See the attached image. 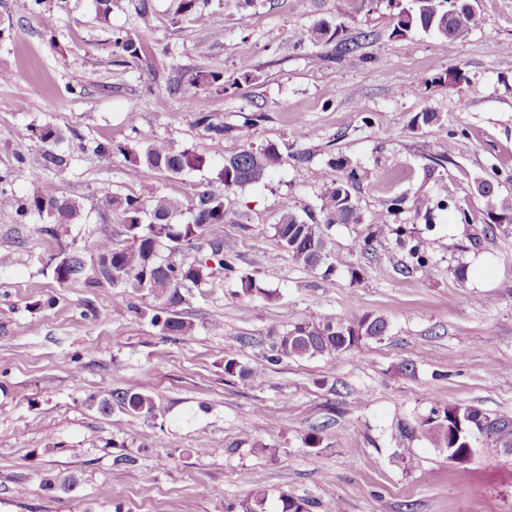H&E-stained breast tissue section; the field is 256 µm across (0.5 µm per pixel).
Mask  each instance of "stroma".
<instances>
[{
  "instance_id": "1",
  "label": "stroma",
  "mask_w": 512,
  "mask_h": 512,
  "mask_svg": "<svg viewBox=\"0 0 512 512\" xmlns=\"http://www.w3.org/2000/svg\"><path fill=\"white\" fill-rule=\"evenodd\" d=\"M150 19L142 21L141 8ZM475 21L460 42L419 29L394 34L390 0H200L186 15L177 0H112L107 20L93 0H50L35 16L0 0V174L20 195L34 191L15 154H35L33 124L64 134L75 160L48 176L79 201L89 219L55 240L39 218L19 223L0 209V512H224L255 487L344 512H512V456L485 438L464 464L414 433L431 407L468 404L488 416L512 414V224L485 233L458 223L437 202L452 195L481 212L480 181L512 201V0H474ZM339 24L356 52L314 38L320 22ZM147 44L119 53L113 31ZM206 56H199V47ZM250 82L221 92L192 86L197 71ZM205 98L214 139L185 106ZM440 121L414 127L422 109ZM254 119L253 142L280 144L287 156L260 184L232 198L238 221L224 239L273 298L233 297L215 278L181 306L194 335L165 336L137 318L156 300L147 292L47 274L61 246L84 247L102 234L122 241L116 217L99 210L108 194L138 192L121 155L82 162L83 149L120 144L147 131L205 160L198 171L160 174V194L191 197L225 157L239 151L233 127ZM450 163L434 165L446 141ZM345 156L362 177L353 188L360 221L328 231L332 287L277 251L271 226L284 207L318 214L328 167ZM400 209H392L395 199ZM432 204L430 221L409 203ZM367 250L358 243L379 222ZM427 256L416 264L412 247ZM490 260L484 280L458 279V267ZM97 311L85 316L86 307ZM385 318L386 336L347 353L266 360L269 333L309 313ZM224 330L214 333L212 322ZM261 368L257 380L224 375V357ZM146 391L164 410L147 419L111 393ZM318 445L307 442L310 435ZM270 445L253 453L255 441Z\"/></svg>"
}]
</instances>
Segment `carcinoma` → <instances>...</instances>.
<instances>
[{"mask_svg":"<svg viewBox=\"0 0 512 512\" xmlns=\"http://www.w3.org/2000/svg\"><path fill=\"white\" fill-rule=\"evenodd\" d=\"M394 32L401 34L413 28L434 32L453 40H464L470 33L474 14L470 0H458L455 12L448 13V0H410L393 14ZM340 25L322 23L313 33L319 38L337 40L338 53L353 51L350 42L339 38ZM116 48L130 57H139L143 46L121 31L113 33ZM193 84H203L227 90L223 75L205 72L193 78ZM188 108L198 114L197 124L216 137L224 136V125L212 121L211 115L202 108V100L191 93L186 97ZM252 122L245 121L237 127V137L242 148L224 159L218 169L215 182L219 189L198 190L193 198L183 200L159 194L156 176L161 173L181 174L198 170L205 159L188 147L179 148L149 133H136L125 144L113 145L106 140L96 143L88 154L95 162L119 154L127 163L126 174L138 187V195L107 196L104 207L116 213L124 228L126 244L116 247L112 240L99 238L93 241L89 255L98 263L86 261L83 252L61 248L50 258L54 281L66 285L80 280L89 291L105 285L134 288L152 294L158 304L153 306L150 322L165 336H190L194 324L181 316L178 307L184 301L183 288L199 286L219 272L224 277L240 283L236 296L266 294L256 286L255 279L240 270L239 255L233 247L224 244V225L231 223L224 205L228 194L247 185L264 182L271 169L284 161L277 144L268 142L254 146L251 142ZM30 137L43 147L40 157L29 161L26 155L17 154L19 166L27 168L34 182H41L46 174L65 172L71 162L68 153L59 148L63 140L61 131L45 123L30 126ZM329 165L348 170L341 181L324 182L320 193V218L302 216L294 209L286 208L279 222L272 226L273 238L278 248L288 251L304 269L321 272L324 286L332 285V267L326 265L327 238L325 228L333 224H357V204L352 188L359 173L351 168L348 158L339 156L329 160ZM9 175H0V209H11L20 222L31 216L46 220L41 231L57 239L66 232V226L82 219L79 201L57 194L52 187H45L30 195L19 196L8 188ZM478 193L485 204V228L488 231L498 224H512V204L498 199V189L493 182L478 185ZM206 238L210 254L190 263L178 262L163 255V248L174 251L182 245H191ZM388 324L380 316L364 313L350 320L336 321L312 314L292 325L288 330L272 334L270 355L267 360L279 362L284 358H314L330 356L358 349L364 341L377 339L387 332ZM224 375L229 378L255 380L261 372L249 367L233 354L224 357ZM127 411L155 418L160 407L154 398L144 391L117 392L111 395ZM482 415L474 406L450 405L443 409L433 408L419 419L416 430L426 436L438 448H455L464 451L473 444L476 433L470 431L471 421ZM505 429L489 437L497 448H512V417L497 416ZM279 512H309V502L287 494L279 496ZM227 512H269L267 494L259 489L251 499L238 504L230 503Z\"/></svg>","mask_w":512,"mask_h":512,"instance_id":"cac0c4a2","label":"carcinoma"}]
</instances>
